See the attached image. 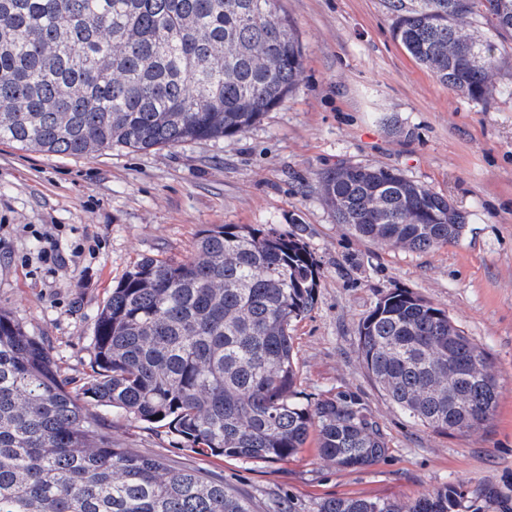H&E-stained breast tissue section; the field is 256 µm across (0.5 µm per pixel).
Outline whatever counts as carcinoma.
<instances>
[{
    "label": "carcinoma",
    "instance_id": "cac0c4a2",
    "mask_svg": "<svg viewBox=\"0 0 512 512\" xmlns=\"http://www.w3.org/2000/svg\"><path fill=\"white\" fill-rule=\"evenodd\" d=\"M385 3L394 39L440 83L476 103L496 95V45L472 24L511 34L512 0ZM303 56L281 0H0V141L84 156L234 137L293 93ZM320 184L336 223L403 250L456 243L469 218L396 168L339 163ZM318 287L299 239L204 229L189 258L145 257L112 288L78 390L0 310V512H253L222 481L121 447L93 403L163 423L201 455L275 463L313 436L339 470L377 462L386 439L360 403L297 390L290 330ZM359 347L414 423L471 435L494 415L492 357L426 299L382 297ZM312 512H512V496L448 484L406 504L336 497Z\"/></svg>",
    "mask_w": 512,
    "mask_h": 512
}]
</instances>
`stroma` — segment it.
Masks as SVG:
<instances>
[{"mask_svg": "<svg viewBox=\"0 0 512 512\" xmlns=\"http://www.w3.org/2000/svg\"><path fill=\"white\" fill-rule=\"evenodd\" d=\"M304 45L296 90L244 133L88 156L0 141V309L55 356L71 388L92 372L98 313L140 259L180 261L211 225H275L316 261L314 308L291 328L299 388L351 394L387 451L336 470L315 441L277 463L201 456L168 428L96 408L133 453L193 467L248 497L310 512L332 497L403 502L448 484L512 494V37L499 39L498 93L456 95L391 34L383 0H282ZM394 167L469 215L458 243L408 251L355 236L326 204L319 175L336 164ZM55 247L62 262L40 260ZM408 290L444 309L494 360L500 396L484 431L445 436L412 424L369 377L359 328L380 298Z\"/></svg>", "mask_w": 512, "mask_h": 512, "instance_id": "1", "label": "stroma"}]
</instances>
